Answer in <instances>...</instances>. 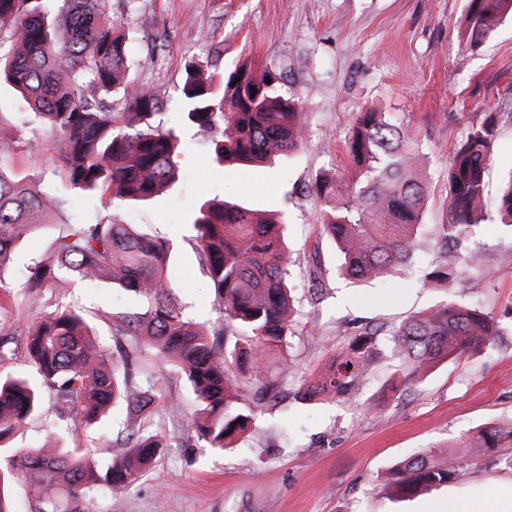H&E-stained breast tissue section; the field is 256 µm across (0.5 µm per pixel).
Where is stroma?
<instances>
[{
  "label": "stroma",
  "mask_w": 512,
  "mask_h": 512,
  "mask_svg": "<svg viewBox=\"0 0 512 512\" xmlns=\"http://www.w3.org/2000/svg\"><path fill=\"white\" fill-rule=\"evenodd\" d=\"M469 0H138L126 9L112 0V14L130 34L132 73L167 101L165 126L174 128L186 172L178 191L148 204L78 196L53 161L46 127L31 119L13 89L0 85V156L20 177L37 178L65 201L67 221L112 218L173 247L170 276L187 314L206 327L220 313L193 246L192 214L205 198L237 199L282 212L291 248L290 286L297 316L288 356L296 369L280 383L282 401L258 409L251 432L221 451L204 441L184 447L195 401L184 381L169 377L163 362L161 399L151 415L167 444L143 479L118 494L93 492L80 512H470L490 494L493 512H512V466L482 450L480 468L460 469L448 483L404 499L385 481L412 453L441 455L475 428L512 418V228L502 225L499 197L512 174V16L482 44L467 47L461 21ZM221 48V69L244 61L272 72L281 92L306 108L307 137L272 167L219 166L196 127L186 121L177 89L186 62L206 60ZM373 107L412 137L427 179L424 224L443 223L448 163L468 130L487 112L501 115L494 156L485 175L486 221L470 246L484 255L465 269L455 288L424 282L435 258L431 233L423 235L412 265L385 278L355 283L338 274L341 257L320 228L325 204L312 191L319 175L346 172L343 151L357 112ZM37 139L27 151L21 139ZM54 230L29 234L5 276L21 284L33 258ZM92 323L97 341L111 346L104 312L127 298L102 282L64 280L56 290ZM500 317V330L485 347L441 363L412 386L395 385L396 361L381 349L353 397L305 398L308 384L349 348L365 326L392 328L447 299ZM123 413L68 434L51 399L17 432L16 445L49 439L79 448L93 459L113 455Z\"/></svg>",
  "instance_id": "35a3bbf8"
}]
</instances>
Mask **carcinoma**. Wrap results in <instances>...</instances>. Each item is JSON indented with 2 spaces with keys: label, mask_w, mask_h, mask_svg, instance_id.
I'll list each match as a JSON object with an SVG mask.
<instances>
[{
  "label": "carcinoma",
  "mask_w": 512,
  "mask_h": 512,
  "mask_svg": "<svg viewBox=\"0 0 512 512\" xmlns=\"http://www.w3.org/2000/svg\"><path fill=\"white\" fill-rule=\"evenodd\" d=\"M509 14L512 0H470L466 45L481 43ZM130 71L127 35L112 16V0H0V83L16 89L48 126L55 162L71 189L84 196L143 202L174 189L182 178L178 138L156 124L164 97L136 82ZM184 73V114L210 145L216 164H261L303 143L304 108L278 91L276 75L258 78L245 64L226 75L210 60H191ZM92 97H116L132 106L136 123L125 122L110 105L92 104ZM499 119L497 112L486 113L448 164V208L444 223L434 225L437 260L425 276L429 285L459 280L463 266L481 262L468 240L485 221L484 177ZM344 148L350 178L323 174L313 192L328 203L321 228L343 257L341 274L370 281L412 263L422 240L426 179L418 145L384 112L357 113ZM499 210L511 224L512 178ZM57 211L58 201L40 181L17 177L0 156L1 309L12 297L3 270L16 244ZM193 226L223 314L212 331L190 319L178 299L169 275V243L110 219L54 224L51 252L31 262L21 286L41 302L44 316L24 334L0 322V365L21 355L35 372L32 378L0 372V512H11L4 487L12 480L27 484L38 512H77L87 493L126 489L153 467L164 447L162 432L150 421L161 381L142 358L146 352L165 362L175 378L186 379L196 400L191 437L211 448L229 447L252 427L255 409L276 398L280 375L293 365L284 359L275 374L268 355L289 348L294 336L289 248L281 225L238 202L205 199L195 209ZM66 275L105 281L136 297V309L105 316L123 362L95 341L79 309L57 298L54 288ZM499 323L477 307L448 299L389 331L365 327L309 394L357 392L381 336L388 337L398 367L416 378L486 343ZM45 392L58 415L76 428L122 406L125 427L114 444L122 452L98 462L55 442L13 446L17 431L40 411ZM471 448L500 452L512 462V420L482 427L446 456H407L393 470L397 492L413 495L448 482L463 466H478L481 459Z\"/></svg>",
  "instance_id": "carcinoma-1"
}]
</instances>
